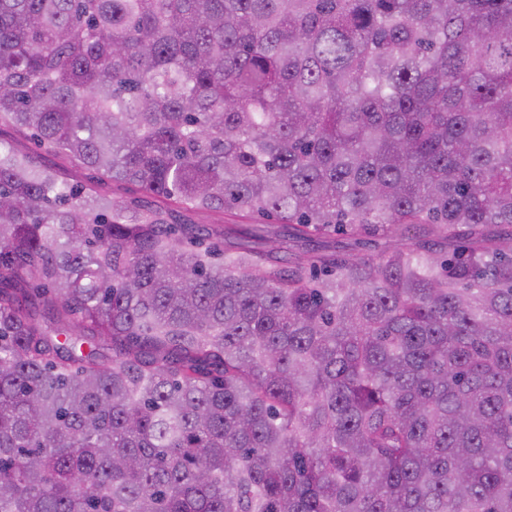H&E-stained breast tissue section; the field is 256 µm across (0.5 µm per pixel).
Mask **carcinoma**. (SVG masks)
<instances>
[{"label":"carcinoma","mask_w":512,"mask_h":512,"mask_svg":"<svg viewBox=\"0 0 512 512\" xmlns=\"http://www.w3.org/2000/svg\"><path fill=\"white\" fill-rule=\"evenodd\" d=\"M0 126V512H512V0H0Z\"/></svg>","instance_id":"obj_1"}]
</instances>
